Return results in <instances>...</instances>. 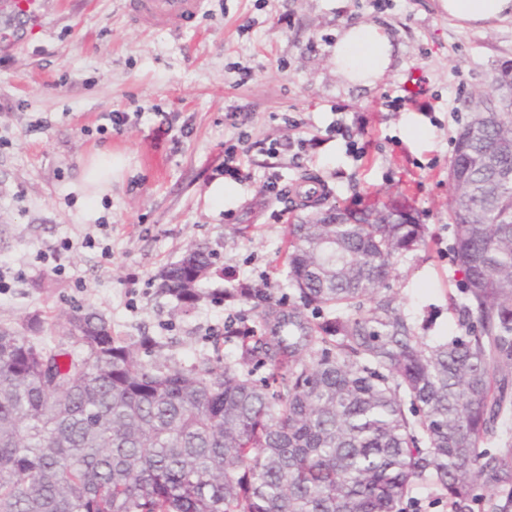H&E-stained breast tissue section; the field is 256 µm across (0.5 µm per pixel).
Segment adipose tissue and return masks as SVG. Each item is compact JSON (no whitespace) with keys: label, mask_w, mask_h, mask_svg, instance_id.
Masks as SVG:
<instances>
[{"label":"adipose tissue","mask_w":512,"mask_h":512,"mask_svg":"<svg viewBox=\"0 0 512 512\" xmlns=\"http://www.w3.org/2000/svg\"><path fill=\"white\" fill-rule=\"evenodd\" d=\"M450 19L466 28H483L512 18V0H441ZM393 44L385 28L354 24L343 29L336 41V73L353 85H375L392 64Z\"/></svg>","instance_id":"obj_1"}]
</instances>
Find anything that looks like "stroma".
Wrapping results in <instances>:
<instances>
[{"label":"stroma","mask_w":512,"mask_h":512,"mask_svg":"<svg viewBox=\"0 0 512 512\" xmlns=\"http://www.w3.org/2000/svg\"><path fill=\"white\" fill-rule=\"evenodd\" d=\"M358 22L385 26L395 42L391 69L372 87L346 85L332 59L342 29ZM510 70L512 18L465 29L440 0H204L178 33L132 25L124 0H43L30 19L0 0V328L34 319L37 336L63 344L69 313L90 309L116 335L154 337L143 360L232 359L227 315L253 320L220 294L232 279L292 294L288 227L307 215L292 189L317 178L329 204L393 201L426 225L428 250L400 256L390 286L426 335H455L448 165L471 96L504 94L499 78ZM398 95L404 105L386 106ZM339 108L361 157L325 132ZM112 112L128 113L122 129ZM242 133L252 178L225 180L215 203L208 190L224 146ZM311 137L304 150L266 151ZM98 151L122 155L125 168L91 201L81 174ZM193 242L215 249L224 273L184 312L157 274Z\"/></svg>","instance_id":"obj_1"}]
</instances>
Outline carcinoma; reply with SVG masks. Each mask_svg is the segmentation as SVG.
Masks as SVG:
<instances>
[{
  "mask_svg": "<svg viewBox=\"0 0 512 512\" xmlns=\"http://www.w3.org/2000/svg\"><path fill=\"white\" fill-rule=\"evenodd\" d=\"M487 121L448 168L456 335H420L388 288L430 244L393 202L289 225L294 301L224 289L264 328L227 326L224 365L145 363L152 339L96 311L66 346L0 329V512H404L417 484L448 512H512V444L484 448L512 415V115ZM217 260L188 246L160 292L194 307Z\"/></svg>",
  "mask_w": 512,
  "mask_h": 512,
  "instance_id": "cac0c4a2",
  "label": "carcinoma"
}]
</instances>
